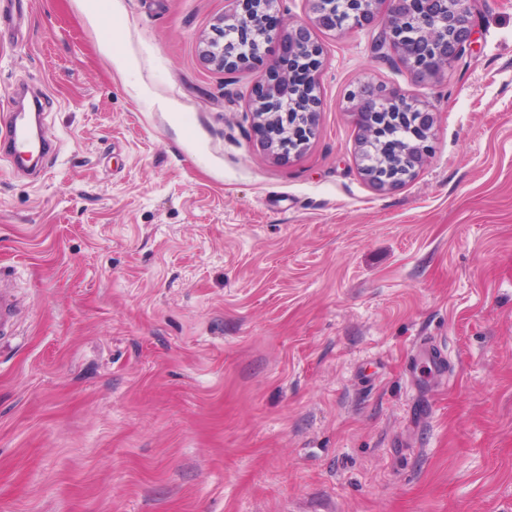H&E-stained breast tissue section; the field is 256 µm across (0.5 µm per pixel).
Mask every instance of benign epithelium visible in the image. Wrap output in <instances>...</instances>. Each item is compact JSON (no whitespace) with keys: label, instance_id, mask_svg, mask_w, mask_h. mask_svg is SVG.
Instances as JSON below:
<instances>
[{"label":"benign epithelium","instance_id":"benign-epithelium-1","mask_svg":"<svg viewBox=\"0 0 512 512\" xmlns=\"http://www.w3.org/2000/svg\"><path fill=\"white\" fill-rule=\"evenodd\" d=\"M237 8L216 28L206 42L205 59L224 71L264 63L266 51L252 52L254 43H276L272 59L276 71L260 74L259 91L253 102L255 128L266 150L276 158L302 151L316 134L321 98L317 77L322 66V47L313 41L311 29L327 27L334 20L336 0H307L308 16L302 21L272 26L266 17L274 0H233ZM350 24L357 29L376 30L375 50L395 56L407 65L418 81L436 82L447 74L472 43V0H346ZM365 92L353 108H367L368 142L358 156L374 150L376 132L386 124L408 126L402 153L404 172L389 176L362 169L379 191L392 189L415 177L423 167L427 142L434 125V105L412 103L403 90L375 82H364ZM414 104L411 112L405 105Z\"/></svg>","mask_w":512,"mask_h":512}]
</instances>
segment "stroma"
<instances>
[{"label": "stroma", "instance_id": "stroma-1", "mask_svg": "<svg viewBox=\"0 0 512 512\" xmlns=\"http://www.w3.org/2000/svg\"><path fill=\"white\" fill-rule=\"evenodd\" d=\"M230 0H0V512H512V0L436 84L319 30L317 133L275 160ZM435 105L419 174L362 176L347 93ZM434 340L442 371L412 355Z\"/></svg>", "mask_w": 512, "mask_h": 512}]
</instances>
